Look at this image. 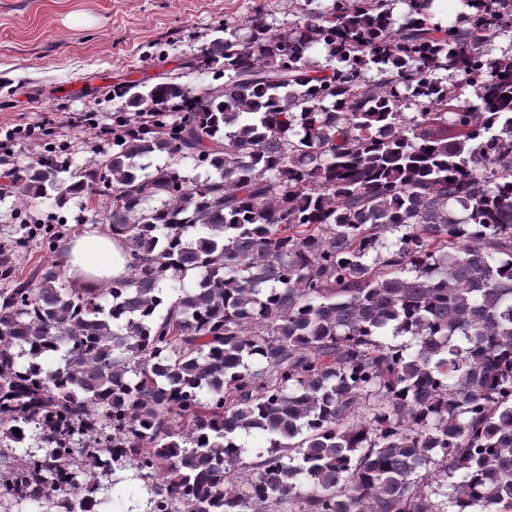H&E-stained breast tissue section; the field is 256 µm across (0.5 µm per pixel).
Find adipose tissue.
Listing matches in <instances>:
<instances>
[{"label": "adipose tissue", "mask_w": 512, "mask_h": 512, "mask_svg": "<svg viewBox=\"0 0 512 512\" xmlns=\"http://www.w3.org/2000/svg\"><path fill=\"white\" fill-rule=\"evenodd\" d=\"M68 274L112 280L127 277L130 260L120 239L86 230L76 235L63 258Z\"/></svg>", "instance_id": "ef3b65f1"}]
</instances>
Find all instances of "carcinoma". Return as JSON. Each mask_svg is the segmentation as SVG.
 <instances>
[{
	"label": "carcinoma",
	"instance_id": "cac0c4a2",
	"mask_svg": "<svg viewBox=\"0 0 512 512\" xmlns=\"http://www.w3.org/2000/svg\"><path fill=\"white\" fill-rule=\"evenodd\" d=\"M457 2L258 10L202 92H104L97 158L44 131L0 191V512H108L127 469L144 512H512V0ZM90 189L131 260L100 288L31 212Z\"/></svg>",
	"mask_w": 512,
	"mask_h": 512
}]
</instances>
